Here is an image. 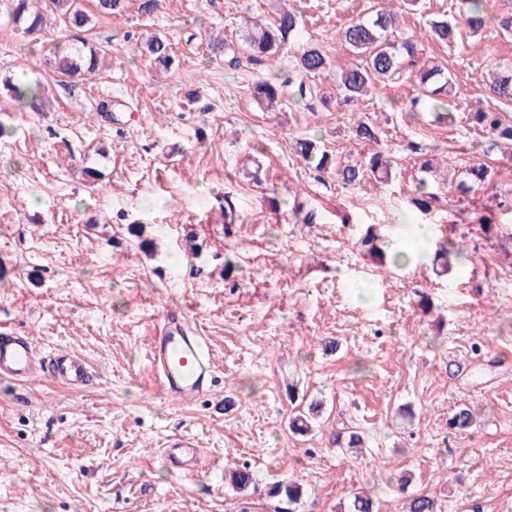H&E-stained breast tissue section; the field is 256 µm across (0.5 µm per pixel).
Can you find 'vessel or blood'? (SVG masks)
Here are the masks:
<instances>
[{
    "mask_svg": "<svg viewBox=\"0 0 512 512\" xmlns=\"http://www.w3.org/2000/svg\"><path fill=\"white\" fill-rule=\"evenodd\" d=\"M152 364L168 397L192 405L213 395L215 368L198 329L176 312L166 313L149 347ZM63 379L75 388L91 386L96 375L82 360L66 355L45 357L36 352L29 336L0 326V380L28 381L43 373ZM164 454L172 467L184 473L197 470L200 450L190 436L170 439Z\"/></svg>",
    "mask_w": 512,
    "mask_h": 512,
    "instance_id": "1",
    "label": "vessel or blood"
}]
</instances>
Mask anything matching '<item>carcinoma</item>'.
<instances>
[{
    "label": "carcinoma",
    "instance_id": "cac0c4a2",
    "mask_svg": "<svg viewBox=\"0 0 512 512\" xmlns=\"http://www.w3.org/2000/svg\"><path fill=\"white\" fill-rule=\"evenodd\" d=\"M9 21L21 27L23 33L37 40L43 25L40 12L32 11L33 0H9ZM506 10H501L491 0H459L458 11L462 25H455L448 19L440 17L429 22L430 38L438 43L448 44L464 34L477 35L486 28L503 31L512 37V4L502 0ZM50 10L75 30H80L90 23L91 15L81 7L80 0H50ZM397 20L396 14L379 9L368 19H357L348 23L341 32V40L346 49L359 57V62L343 69L336 79L338 94L348 107L358 105L370 96L378 87L388 83H398L409 79L418 85L420 93L411 99L410 116H417L421 110H428L434 119L445 120L450 115V96L453 90L448 68L436 60H420L417 42L406 39L400 43L388 42L384 34ZM298 27L297 15L291 10L277 13L273 21L266 25L255 24L246 27L238 36L215 38L209 50L216 56L224 57L230 67H237L242 61L249 63L263 62L277 54L288 44ZM142 48L153 62L164 68L175 63L170 43L160 35H151L142 43ZM100 50L91 46L88 52L62 53L57 61V72L71 77L82 70H93L99 61ZM328 69V58L317 46H311L296 59L294 72L299 75L293 100L303 102L308 110H314L311 102L317 100L323 106H329V95L312 78ZM7 89L21 110L42 112L46 99L40 84H33L20 75L5 80ZM287 82L277 84L268 79H259L251 86L254 99L272 108L282 104L285 97L284 87ZM490 92L500 102L512 103V70L501 71L489 86ZM472 122L487 131L493 143L512 142V121L504 118L503 113L494 111H477L471 113ZM354 139L370 145H378L379 132L374 124L358 120L352 127ZM298 153L306 161H316L315 169L327 166V153H318L319 146L311 138L297 141ZM391 163L380 150H372L361 161L347 164L337 170L336 176L346 185H354L365 177L379 183L389 180ZM490 170L480 164L466 170L465 177L453 183L456 193L469 195L490 180ZM417 196L410 199L413 209L424 214L429 210V200L434 193L427 191V184L421 180L416 187ZM319 403L308 405V412H299L291 417L290 428L297 434L312 431L311 415L316 412ZM230 483L239 492H246L254 483V474L249 469H236L232 472ZM273 497L287 500L288 510H293L301 500L303 488L296 482H277L270 486ZM348 512H378L376 501L370 496L357 494L349 505ZM407 512H438L437 502L428 495H419L408 503Z\"/></svg>",
    "mask_w": 512,
    "mask_h": 512
}]
</instances>
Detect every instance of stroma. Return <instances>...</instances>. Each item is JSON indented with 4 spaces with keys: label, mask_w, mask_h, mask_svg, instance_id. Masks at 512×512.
<instances>
[{
    "label": "stroma",
    "mask_w": 512,
    "mask_h": 512,
    "mask_svg": "<svg viewBox=\"0 0 512 512\" xmlns=\"http://www.w3.org/2000/svg\"><path fill=\"white\" fill-rule=\"evenodd\" d=\"M457 2L159 0L146 16L126 0L77 38L47 15L28 55L0 0V78L23 72L47 87L45 110L25 112L0 86V123L14 129L0 138V324L97 375L84 390L51 377L0 384V512H282L267 488L288 479L303 486L296 512H338L357 493L380 512H405L420 494L439 512H512V155L470 120L479 108L512 118L488 89L491 71L512 63V38L486 29L434 42L429 21L456 17ZM280 7L299 26L277 56L231 68L209 54L212 35L270 22ZM381 8L398 15L389 40H417L448 67L451 119L410 117V81L356 113L253 99L256 79H287L313 44L331 62L318 82L336 95L337 71L357 61L342 28ZM153 33L172 44L170 70L141 49ZM83 42L104 51L103 65L60 77L58 49ZM104 100L121 123L95 115ZM361 118L382 133L388 183L336 177L370 152L352 136ZM305 137L327 151V171L297 155ZM424 155L439 160L426 177L438 197L422 215L408 198ZM479 161L491 181L449 202L453 172ZM463 212L493 223H461ZM405 214L467 261L446 272L431 249L403 267L369 257L364 229L381 228L386 248ZM171 308L207 337L218 366L216 393L194 405L167 398L149 361ZM315 398V431L293 434L290 412ZM462 407L476 418L466 432L449 423ZM345 428L362 434L359 451L337 447ZM174 434L201 449L193 474L163 460ZM245 465L258 486L238 492L224 475ZM403 472L409 487L392 489Z\"/></svg>",
    "instance_id": "1"
}]
</instances>
